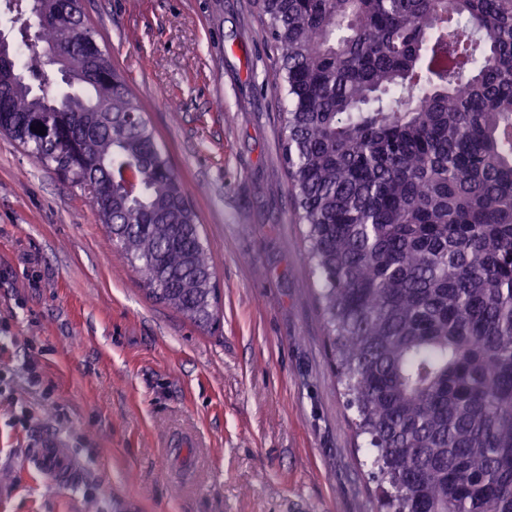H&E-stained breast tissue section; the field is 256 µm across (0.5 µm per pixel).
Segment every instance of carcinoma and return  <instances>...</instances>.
Instances as JSON below:
<instances>
[{"label":"carcinoma","instance_id":"carcinoma-1","mask_svg":"<svg viewBox=\"0 0 512 512\" xmlns=\"http://www.w3.org/2000/svg\"><path fill=\"white\" fill-rule=\"evenodd\" d=\"M39 2L0 0L20 39L0 56V134L83 190L157 301L210 323L180 176L81 0ZM259 9L337 380L377 478L403 512H512V0ZM132 162L145 177L129 193Z\"/></svg>","mask_w":512,"mask_h":512}]
</instances>
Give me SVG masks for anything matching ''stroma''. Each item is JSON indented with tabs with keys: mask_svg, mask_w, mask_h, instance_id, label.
Returning a JSON list of instances; mask_svg holds the SVG:
<instances>
[{
	"mask_svg": "<svg viewBox=\"0 0 512 512\" xmlns=\"http://www.w3.org/2000/svg\"><path fill=\"white\" fill-rule=\"evenodd\" d=\"M203 226L218 318L150 298L81 191L0 136V512H380L317 310L253 0H83ZM188 435L191 446L174 447ZM51 437L81 466L51 484Z\"/></svg>",
	"mask_w": 512,
	"mask_h": 512,
	"instance_id": "obj_1",
	"label": "stroma"
}]
</instances>
